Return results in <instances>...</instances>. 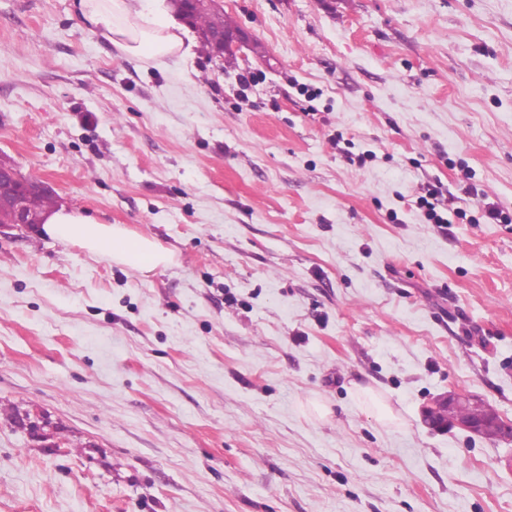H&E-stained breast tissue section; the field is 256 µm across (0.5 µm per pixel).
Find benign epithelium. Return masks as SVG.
Returning <instances> with one entry per match:
<instances>
[{
  "instance_id": "1",
  "label": "benign epithelium",
  "mask_w": 512,
  "mask_h": 512,
  "mask_svg": "<svg viewBox=\"0 0 512 512\" xmlns=\"http://www.w3.org/2000/svg\"><path fill=\"white\" fill-rule=\"evenodd\" d=\"M202 39L221 49L219 57L236 56L243 47L248 45L249 36L241 31L227 36L222 30H211L202 33ZM8 182L15 185V191L6 199H0V229L38 228L43 219L33 217L29 208V198L36 193H50L52 188L39 178L24 176L12 164L0 158V183ZM468 396L459 392H450L439 397L434 405L422 412L424 423L432 430L446 431L459 428L481 436L486 430H496L499 441L512 445V423L495 415H487L479 419L468 416L466 411Z\"/></svg>"
}]
</instances>
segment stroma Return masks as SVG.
Instances as JSON below:
<instances>
[{
  "label": "stroma",
  "mask_w": 512,
  "mask_h": 512,
  "mask_svg": "<svg viewBox=\"0 0 512 512\" xmlns=\"http://www.w3.org/2000/svg\"><path fill=\"white\" fill-rule=\"evenodd\" d=\"M72 4L0 0V156L176 259L0 234V512H512L420 419L512 421V0H220L265 56L163 64ZM468 400L466 394L449 392L447 395L439 397L433 406L423 410V421L430 429L435 431L459 428L478 436L492 428L496 430L499 441L511 446L512 423L495 415H487L479 419L469 417L466 411ZM496 433L488 431L483 437L494 441Z\"/></svg>",
  "instance_id": "stroma-1"
}]
</instances>
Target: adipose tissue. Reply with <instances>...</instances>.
I'll list each match as a JSON object with an SVG mask.
<instances>
[{"label": "adipose tissue", "mask_w": 512, "mask_h": 512, "mask_svg": "<svg viewBox=\"0 0 512 512\" xmlns=\"http://www.w3.org/2000/svg\"><path fill=\"white\" fill-rule=\"evenodd\" d=\"M74 7L80 26L123 55L161 62L193 53V38L169 14L163 0L151 8L145 0H74ZM42 229L58 241L110 257L143 277L174 261L173 253L158 240L118 224L100 223L78 210L59 208L46 214Z\"/></svg>", "instance_id": "ef3b65f1"}]
</instances>
